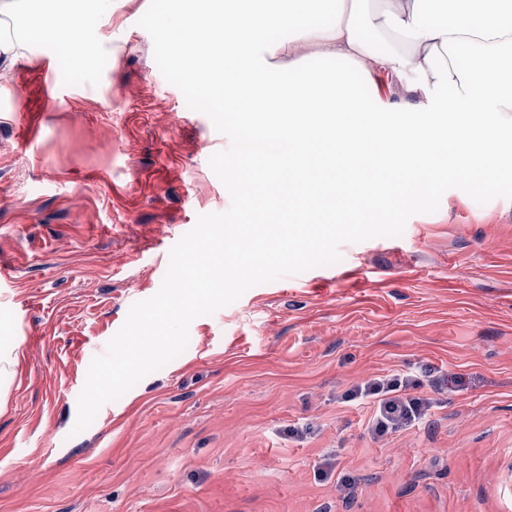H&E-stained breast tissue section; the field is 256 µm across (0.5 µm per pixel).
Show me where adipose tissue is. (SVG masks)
<instances>
[{"label": "adipose tissue", "mask_w": 512, "mask_h": 512, "mask_svg": "<svg viewBox=\"0 0 512 512\" xmlns=\"http://www.w3.org/2000/svg\"><path fill=\"white\" fill-rule=\"evenodd\" d=\"M206 10L160 15L156 23L191 68L208 71L222 102L241 127L283 147L294 165L292 184L336 202L364 205L383 193H403L431 171L468 167L492 189L499 170L512 167V0H205ZM332 4L331 23L304 24V16ZM23 12L19 39H0V67L15 65L24 49L45 38L75 34L78 13L56 14L52 0H0V14ZM444 16L441 24L433 15ZM288 26V51L322 49L347 62L332 74L311 72L301 84L271 76L265 35ZM211 36L201 41L198 27ZM370 29L402 40L399 52H381L362 36ZM405 70L421 76V90L445 82L452 92L435 103H414L409 119L392 108L366 110L353 72Z\"/></svg>", "instance_id": "obj_1"}]
</instances>
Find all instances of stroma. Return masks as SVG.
Here are the masks:
<instances>
[{"label":"stroma","instance_id":"stroma-1","mask_svg":"<svg viewBox=\"0 0 512 512\" xmlns=\"http://www.w3.org/2000/svg\"><path fill=\"white\" fill-rule=\"evenodd\" d=\"M81 4L93 64L51 40L0 68V337L21 342L0 512H512V199L456 188L400 236L196 318L184 352L74 433L92 359L198 216L231 205L209 165L229 140L162 76L150 0ZM289 37L268 35L278 81L342 67L290 64ZM419 81L378 69L357 91L373 110ZM411 364L444 379L420 389L427 423L373 437L340 395Z\"/></svg>","mask_w":512,"mask_h":512}]
</instances>
